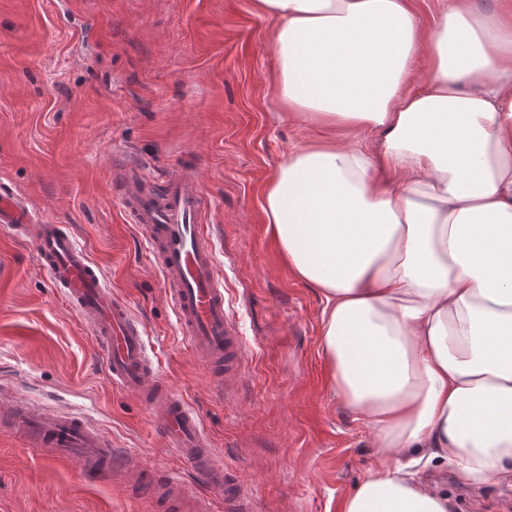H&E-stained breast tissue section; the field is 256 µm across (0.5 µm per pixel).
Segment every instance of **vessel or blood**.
Wrapping results in <instances>:
<instances>
[{
    "label": "vessel or blood",
    "mask_w": 512,
    "mask_h": 512,
    "mask_svg": "<svg viewBox=\"0 0 512 512\" xmlns=\"http://www.w3.org/2000/svg\"><path fill=\"white\" fill-rule=\"evenodd\" d=\"M143 180L137 170L125 176L122 204L147 235L183 342L207 377L223 386L225 400H232L244 368L245 344L224 298L203 188L190 174L163 181L155 192L144 191ZM0 226L14 237L31 239L37 265L93 336L113 387L140 394L168 448L223 495L224 512H255L249 490L227 478L198 412L160 382L143 324L128 302L106 286L100 268L72 232L45 223L3 182ZM0 423L45 449L51 461L77 464L89 477L112 473L111 438L81 416L29 400L1 401ZM155 494L170 512H214L209 497L188 493L175 479L158 485Z\"/></svg>",
    "instance_id": "obj_1"
}]
</instances>
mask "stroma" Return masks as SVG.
Listing matches in <instances>:
<instances>
[{
    "instance_id": "stroma-1",
    "label": "stroma",
    "mask_w": 512,
    "mask_h": 512,
    "mask_svg": "<svg viewBox=\"0 0 512 512\" xmlns=\"http://www.w3.org/2000/svg\"><path fill=\"white\" fill-rule=\"evenodd\" d=\"M272 18L253 0H0V181L72 228L143 320L151 356L200 414L257 512H337L375 462L319 353L322 300L289 269L260 195L285 155L349 130L280 99ZM128 167L197 175L218 273L247 352L225 402L178 332L162 274L119 202ZM75 410L112 438V474L84 476L0 429V512H165L152 485L204 487L138 395L113 388L96 344L49 287L30 242L0 227V401ZM455 512H504L512 488L434 474Z\"/></svg>"
}]
</instances>
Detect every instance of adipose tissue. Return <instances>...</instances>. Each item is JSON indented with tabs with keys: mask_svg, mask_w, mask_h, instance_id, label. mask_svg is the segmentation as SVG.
I'll use <instances>...</instances> for the list:
<instances>
[{
	"mask_svg": "<svg viewBox=\"0 0 512 512\" xmlns=\"http://www.w3.org/2000/svg\"><path fill=\"white\" fill-rule=\"evenodd\" d=\"M254 6L281 100L356 131L293 149L261 194L376 450L339 512H452L442 465L512 488V19L444 0L427 33L409 0Z\"/></svg>",
	"mask_w": 512,
	"mask_h": 512,
	"instance_id": "ef3b65f1",
	"label": "adipose tissue"
}]
</instances>
